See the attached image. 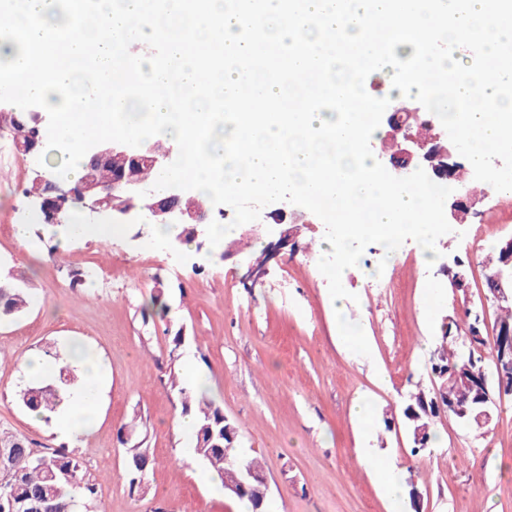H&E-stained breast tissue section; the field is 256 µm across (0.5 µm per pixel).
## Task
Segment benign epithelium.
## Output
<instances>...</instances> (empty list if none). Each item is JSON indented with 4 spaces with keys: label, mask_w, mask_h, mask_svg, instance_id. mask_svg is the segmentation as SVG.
<instances>
[{
    "label": "benign epithelium",
    "mask_w": 512,
    "mask_h": 512,
    "mask_svg": "<svg viewBox=\"0 0 512 512\" xmlns=\"http://www.w3.org/2000/svg\"><path fill=\"white\" fill-rule=\"evenodd\" d=\"M19 113L39 131L48 124L47 113L37 107L19 110ZM382 124L385 135L377 149V159L389 168L393 175L405 177L417 168L425 170L430 179H454L463 163L457 160L461 141L445 135L437 129L431 119L423 121L427 134L420 135L406 126L403 111L390 110L384 113ZM171 156L155 151L151 141L147 140L138 147H130L116 142H105L92 147L87 152V173L78 181L71 183L66 179L51 180L46 173L35 167L32 169L31 182L47 186L44 193L27 195L29 206L38 211L44 224H64L72 204L86 211L92 222L110 224H138L143 219L149 223L175 224L188 228L192 236L199 240V246L207 242L206 228L213 221L214 213H224V209H198L194 206L192 191L166 189L159 193L152 190V183L140 176V170L148 168L156 173L170 164ZM112 165V188L108 189L95 179V170L102 165ZM146 191L144 198L138 192ZM479 202L466 181L458 183L456 193L445 202L448 223L457 225L478 215ZM262 222L246 225L245 233L262 237L270 226L279 227L278 239L266 245L269 255H278L280 251L294 244L296 226L308 223L307 216L286 201L275 202L261 210ZM501 263L495 274L490 276V288L493 305L512 304V235L501 239ZM440 271L449 278L453 292H459L465 283L466 273L460 261H454V267L448 263L441 265ZM267 270L263 266L248 264L242 281L251 288L260 283ZM480 334H468L469 343L460 354L462 367L459 376L467 387L466 395L449 402V408L461 420H476L483 425L492 418L497 401L488 392V383L492 380L499 385L500 396L512 393V328L497 326L493 332L494 357L489 367L472 369L474 358L472 351L478 348L476 338Z\"/></svg>",
    "instance_id": "7a95c632"
}]
</instances>
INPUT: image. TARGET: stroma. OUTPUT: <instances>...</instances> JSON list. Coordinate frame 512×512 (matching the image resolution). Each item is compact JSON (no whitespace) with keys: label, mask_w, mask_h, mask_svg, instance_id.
I'll use <instances>...</instances> for the list:
<instances>
[{"label":"stroma","mask_w":512,"mask_h":512,"mask_svg":"<svg viewBox=\"0 0 512 512\" xmlns=\"http://www.w3.org/2000/svg\"><path fill=\"white\" fill-rule=\"evenodd\" d=\"M34 166L0 138V276L23 281L33 303L23 316L0 323V433L37 448L67 445L97 493L90 512H234L236 502L210 491L206 467L178 431L181 405L170 369L193 358L204 373L206 396L240 427L239 447L258 458L272 512H389L357 448L371 446L409 471L423 498L401 512H512V399L498 403L492 422L476 431L453 416L436 418L432 447L412 454L402 415L409 393H436L432 345L444 320L463 317L484 299L485 257L512 235V200L484 195L470 220L483 235L437 240L444 259L460 258L472 281L453 292L439 265L423 266L415 241L402 244L388 265L384 287H369L360 267L344 271L354 293L337 314L318 269L326 228L298 233L295 254L268 264L262 285L244 288L243 263L254 250L234 244L172 251L148 224H124L109 238L87 236L54 248L32 225L26 242L15 226L26 211L23 190ZM85 273L73 286L74 273ZM163 294L167 315L145 313ZM360 324L366 346L352 351L336 338L341 320ZM186 341L174 347L175 332ZM84 347L106 371L98 387L97 419L64 443L54 423L33 418L18 399L20 364L52 351L68 357ZM365 402L372 425L354 417ZM141 415L152 465L144 494H130L128 458L119 427Z\"/></svg>","instance_id":"35a3bbf8"}]
</instances>
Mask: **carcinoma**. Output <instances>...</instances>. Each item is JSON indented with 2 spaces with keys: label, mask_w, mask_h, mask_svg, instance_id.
<instances>
[{
  "label": "carcinoma",
  "mask_w": 512,
  "mask_h": 512,
  "mask_svg": "<svg viewBox=\"0 0 512 512\" xmlns=\"http://www.w3.org/2000/svg\"><path fill=\"white\" fill-rule=\"evenodd\" d=\"M0 133L12 143L35 146L43 153V136H35L31 126L23 119H15L11 112H0ZM29 305L28 293L11 282L0 281V318L23 313ZM470 310H465L464 320L455 324L457 335L446 331L440 346L431 358V372L439 383L441 399H457L465 394L466 387L456 375L459 363L458 339L465 337L472 327ZM170 387L176 392L182 413L193 417L196 443L194 452L206 466L216 471L224 483L225 494L234 500H245L252 512H265L268 507V491L263 466L242 453L235 451L240 438L239 425L224 416V411L214 402L197 393L169 375ZM78 382L75 371L60 370L56 383L33 384L23 388L19 397L31 412H39L49 423L53 416L68 403ZM415 394L420 401L414 410L404 414L410 434L421 431L419 441L413 442L411 452L418 454L434 440V419L439 409L434 396L418 388ZM128 426L119 430L118 440L126 445L129 456L127 482L130 492H143L149 472L148 450L128 445L123 438ZM0 449L9 453L10 466L0 469V508L5 512H87L96 495V485L83 472L77 458L65 448L33 449L19 436L0 435Z\"/></svg>",
  "instance_id": "1"
}]
</instances>
